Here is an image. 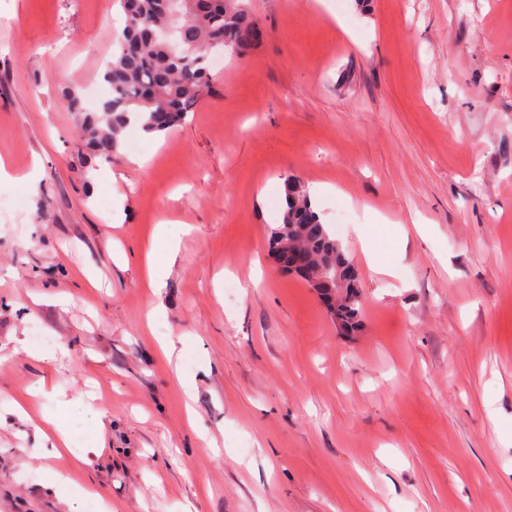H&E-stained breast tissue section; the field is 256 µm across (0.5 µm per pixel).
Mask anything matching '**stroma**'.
<instances>
[{
	"mask_svg": "<svg viewBox=\"0 0 512 512\" xmlns=\"http://www.w3.org/2000/svg\"><path fill=\"white\" fill-rule=\"evenodd\" d=\"M247 3L181 124L86 163L63 91L107 97L119 0H0V512H512V0ZM290 176L332 187L359 335L269 255ZM77 397L103 417L46 455Z\"/></svg>",
	"mask_w": 512,
	"mask_h": 512,
	"instance_id": "obj_1",
	"label": "stroma"
}]
</instances>
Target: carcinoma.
Returning a JSON list of instances; mask_svg holds the SVG:
<instances>
[{
    "label": "carcinoma",
    "instance_id": "obj_1",
    "mask_svg": "<svg viewBox=\"0 0 512 512\" xmlns=\"http://www.w3.org/2000/svg\"><path fill=\"white\" fill-rule=\"evenodd\" d=\"M121 0L123 23L102 80L110 95L87 110L67 90L78 115L79 150L89 158H110L122 147L125 128L136 118L142 130L168 131L209 92L208 60L217 49L244 55L256 41V24L245 0ZM286 207L269 230V251L301 249L321 263L332 262L329 277L343 274L337 308L330 317L349 334L362 329L363 293L353 261L315 211L307 186L285 180Z\"/></svg>",
    "mask_w": 512,
    "mask_h": 512
}]
</instances>
